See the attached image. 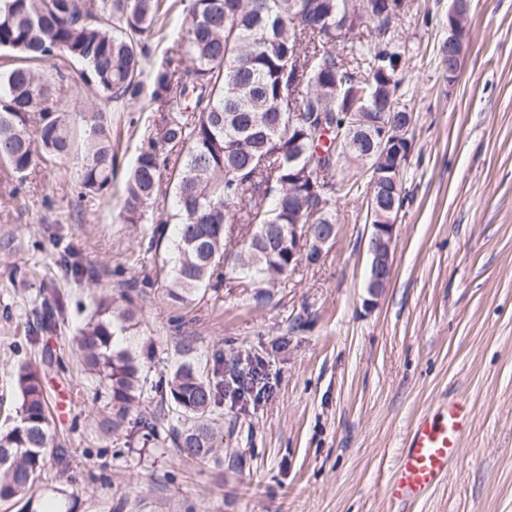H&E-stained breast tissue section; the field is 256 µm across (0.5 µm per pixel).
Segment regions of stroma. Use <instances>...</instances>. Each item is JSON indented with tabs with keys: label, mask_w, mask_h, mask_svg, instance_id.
<instances>
[{
	"label": "stroma",
	"mask_w": 512,
	"mask_h": 512,
	"mask_svg": "<svg viewBox=\"0 0 512 512\" xmlns=\"http://www.w3.org/2000/svg\"><path fill=\"white\" fill-rule=\"evenodd\" d=\"M449 0H410L396 26L406 46L399 92L412 113L402 171L407 201L392 245L394 272L371 296L367 167L340 165L358 182L336 199V238L321 262L298 264L255 308L248 290L222 287L171 304L148 282L146 227L122 223L123 184L166 105L143 98L112 115L111 188L78 202L77 165L36 167L18 190L0 184V426L15 422L12 369L52 359V426L66 441L75 512H393L383 486L408 428L444 397L472 408L461 465L413 512H512V0H470L460 77L440 53ZM59 106L80 119L94 92L77 63ZM71 245L83 278L61 274ZM143 317L131 349L152 342V376L191 361L225 376L256 371L268 397L225 395L212 416L224 462L186 463L170 443L133 448L125 431L99 430L96 384L75 338L103 295ZM60 289L68 319L29 341L44 289Z\"/></svg>",
	"instance_id": "1"
}]
</instances>
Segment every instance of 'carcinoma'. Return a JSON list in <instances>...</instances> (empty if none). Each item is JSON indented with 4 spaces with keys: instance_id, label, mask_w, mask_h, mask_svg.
<instances>
[{
    "instance_id": "obj_1",
    "label": "carcinoma",
    "mask_w": 512,
    "mask_h": 512,
    "mask_svg": "<svg viewBox=\"0 0 512 512\" xmlns=\"http://www.w3.org/2000/svg\"><path fill=\"white\" fill-rule=\"evenodd\" d=\"M164 0H0V50L15 63L0 71V177L21 179L82 151L78 173L84 194L94 197L114 178L110 104L139 101L144 93L145 41ZM184 19L174 53L154 65L151 97L169 103L157 136L148 139L125 181L121 217L144 224L162 182L172 192L166 224L150 229L144 253L163 273L162 287L177 303L202 300L228 281L251 291L262 308L270 288L288 278V232L313 224L312 236L336 224L340 191L337 162L373 167L365 145L336 155L355 113L369 126L410 121L398 95L405 48L382 37L400 0H372L374 19L358 17L357 0H180ZM64 57L84 66L81 78L103 107L79 129L60 110L62 72L36 64ZM297 113L290 120V113ZM41 324L50 332L63 315V299ZM126 306L98 299L76 340L83 365L98 378L109 415L106 433L131 424L130 438H160L164 418L128 419L145 391L160 410L174 411L166 438L186 461L224 460L223 437L210 415L224 394L220 369L212 377L185 362L156 380L144 360L121 346L120 337L139 323L132 296ZM19 422L0 432V506L23 502L38 512L48 455L59 475L68 452L51 428L45 372L30 363L13 369Z\"/></svg>"
}]
</instances>
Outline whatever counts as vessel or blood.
Here are the masks:
<instances>
[{
  "mask_svg": "<svg viewBox=\"0 0 512 512\" xmlns=\"http://www.w3.org/2000/svg\"><path fill=\"white\" fill-rule=\"evenodd\" d=\"M472 424L466 398H452L419 417L406 433L403 448L384 486L394 504H413L441 485L461 462Z\"/></svg>",
  "mask_w": 512,
  "mask_h": 512,
  "instance_id": "b4317fda",
  "label": "vessel or blood"
}]
</instances>
